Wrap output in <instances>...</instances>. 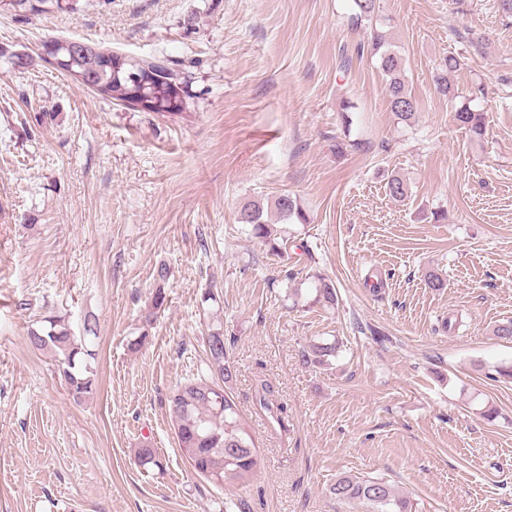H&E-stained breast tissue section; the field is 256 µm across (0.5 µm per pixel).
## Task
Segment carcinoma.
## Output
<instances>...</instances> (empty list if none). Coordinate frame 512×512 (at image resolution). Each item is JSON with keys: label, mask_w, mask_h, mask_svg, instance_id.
<instances>
[{"label": "carcinoma", "mask_w": 512, "mask_h": 512, "mask_svg": "<svg viewBox=\"0 0 512 512\" xmlns=\"http://www.w3.org/2000/svg\"><path fill=\"white\" fill-rule=\"evenodd\" d=\"M74 0H0V13L40 15L72 12ZM377 0H354L356 13L351 17L355 27L362 22L370 24V37L356 45L362 57L377 58L379 69L386 77V92L390 112L400 123L409 124L414 119L418 102L407 84L403 58L394 50L388 32L373 24ZM46 55L55 59V70L72 78L79 86L95 95L125 105L128 91L144 81L142 98L147 107L158 116L175 120L187 118L188 104L184 96L182 72L169 65L167 60L140 58L138 62L125 59L122 68L112 67V61L122 53L103 49L89 43L56 42L46 47ZM461 67L460 57L450 54L440 60L435 68L433 81L437 92L454 102L459 97L449 76ZM454 118L465 128L472 141H481L487 130L486 113L471 106L464 99L455 106ZM388 195L395 201L408 198L406 181L393 176L386 183ZM280 220L286 223L306 224L309 217L295 199L283 193L274 201ZM241 223L250 227L253 237L269 246L272 254L283 256L282 248L271 238L264 219V207L256 201L243 204L239 212ZM169 270L160 265L155 274L154 308L166 300L165 284ZM312 302L332 308L338 300L336 286L322 274H313ZM43 325L30 331L29 345L40 351H51L57 358L62 380L74 400L80 402L96 391L94 374L88 364L93 357L87 339L96 334V325L90 319L83 322V335L74 334L63 316L42 317ZM207 368L184 379L168 396L172 426L179 448L186 456L193 472L216 485L227 482L245 483L251 480L260 466V456L255 438L242 420L238 407L230 396V383L235 375L234 360L224 344V334L212 332L205 339ZM336 354V343H314L302 351L305 365L323 364ZM270 384L262 380L255 395V409L261 411L279 433L288 429L287 406L272 398ZM330 492L345 504L363 503L372 512H413L411 500L394 493L391 485L382 478L341 476L331 485Z\"/></svg>", "instance_id": "cac0c4a2"}]
</instances>
